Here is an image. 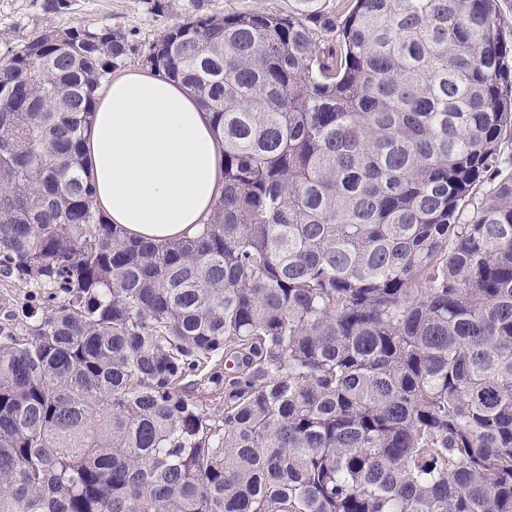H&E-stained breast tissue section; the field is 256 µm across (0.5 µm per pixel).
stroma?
Here are the masks:
<instances>
[{"label": "stroma", "instance_id": "obj_1", "mask_svg": "<svg viewBox=\"0 0 512 512\" xmlns=\"http://www.w3.org/2000/svg\"><path fill=\"white\" fill-rule=\"evenodd\" d=\"M43 5L44 0H0V35L19 44L48 25L106 24L144 45L194 13L266 11L301 17L313 10H335L336 0H179L178 10L163 16L150 14L145 0H71L70 9L61 14L47 13ZM31 294L30 287L0 277V328L22 335L34 327V320L23 315Z\"/></svg>", "mask_w": 512, "mask_h": 512}]
</instances>
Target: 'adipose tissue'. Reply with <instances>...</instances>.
Returning a JSON list of instances; mask_svg holds the SVG:
<instances>
[{
  "instance_id": "obj_1",
  "label": "adipose tissue",
  "mask_w": 512,
  "mask_h": 512,
  "mask_svg": "<svg viewBox=\"0 0 512 512\" xmlns=\"http://www.w3.org/2000/svg\"><path fill=\"white\" fill-rule=\"evenodd\" d=\"M98 208L128 235H193L224 191L211 117L182 84L130 69L103 86L85 145Z\"/></svg>"
}]
</instances>
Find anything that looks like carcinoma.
<instances>
[{"label": "carcinoma", "mask_w": 512, "mask_h": 512, "mask_svg": "<svg viewBox=\"0 0 512 512\" xmlns=\"http://www.w3.org/2000/svg\"><path fill=\"white\" fill-rule=\"evenodd\" d=\"M497 15L350 0L196 13L143 49L4 38L0 274L42 312L0 332V512H512ZM136 53L212 116L224 194L193 238L127 237L84 176L96 91Z\"/></svg>", "instance_id": "cac0c4a2"}]
</instances>
